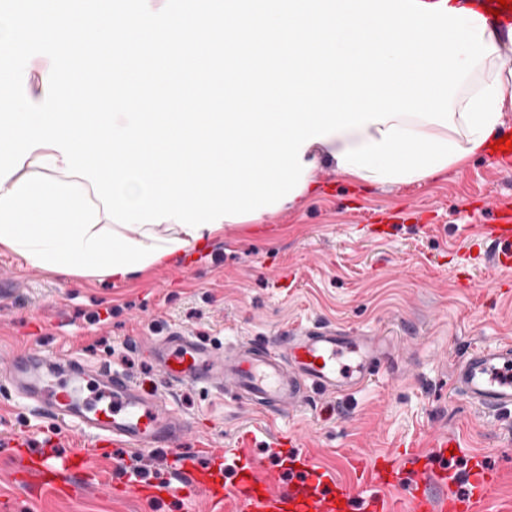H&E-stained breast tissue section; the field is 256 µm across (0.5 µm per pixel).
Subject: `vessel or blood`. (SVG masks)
Instances as JSON below:
<instances>
[{"label": "vessel or blood", "mask_w": 512, "mask_h": 512, "mask_svg": "<svg viewBox=\"0 0 512 512\" xmlns=\"http://www.w3.org/2000/svg\"><path fill=\"white\" fill-rule=\"evenodd\" d=\"M493 251L497 273L512 270V208L495 209L493 223L481 231ZM392 353L382 336H362L329 326L293 330L275 345L242 344L215 356L210 346L183 332L153 343L149 354L166 380L177 385H206L235 392L246 402L273 406L280 413L300 408L308 393L338 395L362 387L378 374ZM512 365V344L469 347L451 375L453 391L489 413L512 410V379L501 368ZM20 397L36 410L67 417L89 447L132 448L150 452L181 445L185 422L165 401L117 369L90 370L78 359L61 360L41 350L14 356L0 366ZM252 432L239 434L231 455L242 466L233 484H225L210 460L215 452L197 448L170 461L174 479L142 483L130 474L126 494L149 501L167 495H201L214 504L234 499L246 512H487L498 473L473 466L464 492L447 485L446 468L431 469L414 460L402 470L396 459L354 457L348 483L315 468L309 456L284 463H262L251 454ZM86 450L57 457L50 448H30L17 438L11 480L25 495L65 497L77 489L96 490L100 479L88 475ZM293 484H286V477ZM406 488L398 500L381 487Z\"/></svg>", "instance_id": "1"}]
</instances>
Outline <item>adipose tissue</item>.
Instances as JSON below:
<instances>
[{"mask_svg":"<svg viewBox=\"0 0 512 512\" xmlns=\"http://www.w3.org/2000/svg\"><path fill=\"white\" fill-rule=\"evenodd\" d=\"M484 42L494 53L467 77L453 100V128L402 115L386 123L333 134L305 148L303 160L326 155L337 174L356 184H419L489 147L506 108L512 79V37L487 24ZM63 157L34 150L21 170L0 185V246L28 262L66 276L125 281L152 266L179 261L217 238L219 229L187 228L167 221L132 231L106 219L88 180L65 176Z\"/></svg>","mask_w":512,"mask_h":512,"instance_id":"1","label":"adipose tissue"}]
</instances>
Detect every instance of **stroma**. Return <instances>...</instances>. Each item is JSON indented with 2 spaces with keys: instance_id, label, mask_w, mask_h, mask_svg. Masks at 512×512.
<instances>
[{
  "instance_id": "1",
  "label": "stroma",
  "mask_w": 512,
  "mask_h": 512,
  "mask_svg": "<svg viewBox=\"0 0 512 512\" xmlns=\"http://www.w3.org/2000/svg\"><path fill=\"white\" fill-rule=\"evenodd\" d=\"M314 179L317 190L299 208L226 225L205 250L123 282L64 277L0 247V281L14 288L0 300V360L41 347L125 370L169 398L188 426L185 448H227L250 430L255 458L267 462L273 436L292 434L316 466L347 481L353 456L394 457L410 441L456 434L465 450L448 458L450 470L468 471L480 457L500 475L496 500L512 505V412L486 414L450 387L467 347L512 342V281L499 279L479 247L492 207L512 203V168L484 152L423 184L355 185L327 161ZM314 324L388 336L396 360L370 385L277 416L203 385L165 384L134 345L185 331L220 353ZM50 433L61 451L81 444L62 419L0 381V499L15 501L17 512H212L201 496L19 499L10 443L24 435L36 446ZM170 457L166 449L135 458L123 448L97 454L91 466L116 485L133 460L148 478L167 476Z\"/></svg>"
}]
</instances>
